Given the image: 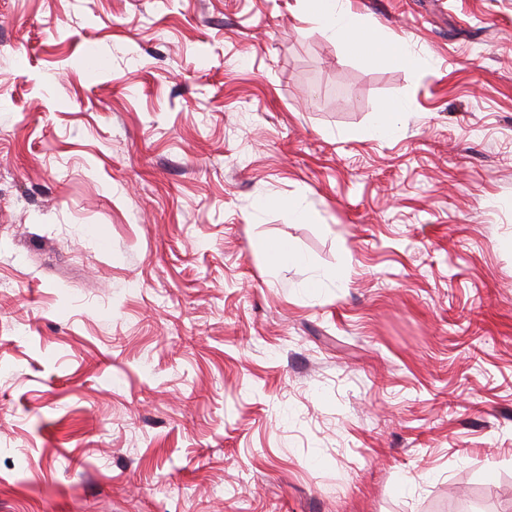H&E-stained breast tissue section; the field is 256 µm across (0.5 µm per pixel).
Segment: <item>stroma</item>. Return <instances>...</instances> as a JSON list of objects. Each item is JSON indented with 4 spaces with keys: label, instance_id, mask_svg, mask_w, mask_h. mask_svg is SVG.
Instances as JSON below:
<instances>
[{
    "label": "stroma",
    "instance_id": "1",
    "mask_svg": "<svg viewBox=\"0 0 512 512\" xmlns=\"http://www.w3.org/2000/svg\"><path fill=\"white\" fill-rule=\"evenodd\" d=\"M349 3L0 0V512H512V0ZM308 21L317 24L329 37L355 57L375 64H387L415 72L417 59L404 43L388 40L361 14L341 0H306ZM403 111L404 104L401 100L383 105L377 112L375 123L364 132V137L377 140L392 137L397 130V115ZM255 249L265 258L271 269L303 267L308 265V257L284 240L258 239Z\"/></svg>",
    "mask_w": 512,
    "mask_h": 512
}]
</instances>
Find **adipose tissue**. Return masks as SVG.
Instances as JSON below:
<instances>
[{
	"mask_svg": "<svg viewBox=\"0 0 512 512\" xmlns=\"http://www.w3.org/2000/svg\"><path fill=\"white\" fill-rule=\"evenodd\" d=\"M308 21L317 24L329 37L355 57L375 64H387L415 71L417 60L404 43L389 40L344 0H306Z\"/></svg>",
	"mask_w": 512,
	"mask_h": 512,
	"instance_id": "adipose-tissue-1",
	"label": "adipose tissue"
}]
</instances>
